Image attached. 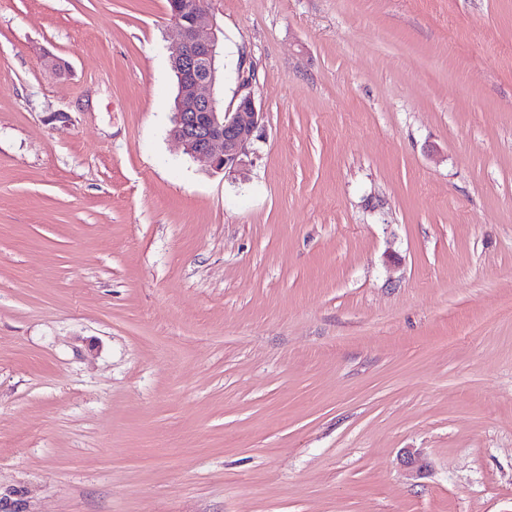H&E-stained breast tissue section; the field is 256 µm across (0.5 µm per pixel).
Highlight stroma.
<instances>
[{
	"instance_id": "obj_1",
	"label": "stroma",
	"mask_w": 512,
	"mask_h": 512,
	"mask_svg": "<svg viewBox=\"0 0 512 512\" xmlns=\"http://www.w3.org/2000/svg\"><path fill=\"white\" fill-rule=\"evenodd\" d=\"M212 7L230 173L169 135L167 0H0V495L512 512V0Z\"/></svg>"
}]
</instances>
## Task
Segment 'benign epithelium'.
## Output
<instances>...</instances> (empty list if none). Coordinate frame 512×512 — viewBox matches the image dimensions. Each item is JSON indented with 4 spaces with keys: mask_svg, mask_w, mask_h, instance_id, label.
Segmentation results:
<instances>
[{
    "mask_svg": "<svg viewBox=\"0 0 512 512\" xmlns=\"http://www.w3.org/2000/svg\"><path fill=\"white\" fill-rule=\"evenodd\" d=\"M207 12L205 6L183 20L178 10H173L177 37L170 46V63L178 77L179 93L170 135L194 161L220 172L244 164L264 113L257 107L254 75L246 70L245 61L239 64L232 107L224 109L215 97L221 29L202 25Z\"/></svg>",
    "mask_w": 512,
    "mask_h": 512,
    "instance_id": "1",
    "label": "benign epithelium"
}]
</instances>
